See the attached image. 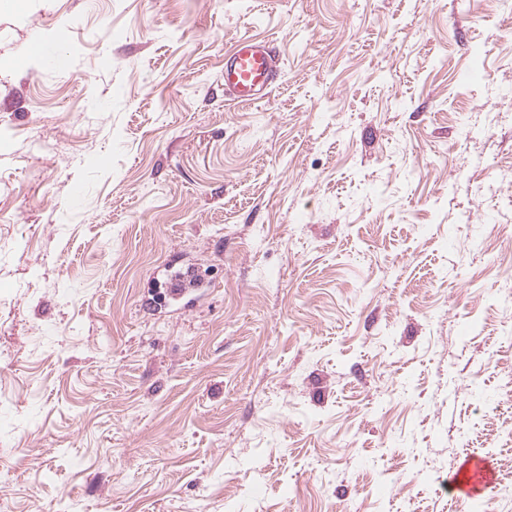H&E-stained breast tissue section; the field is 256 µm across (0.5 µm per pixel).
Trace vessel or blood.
<instances>
[{
    "instance_id": "b4317fda",
    "label": "vessel or blood",
    "mask_w": 512,
    "mask_h": 512,
    "mask_svg": "<svg viewBox=\"0 0 512 512\" xmlns=\"http://www.w3.org/2000/svg\"><path fill=\"white\" fill-rule=\"evenodd\" d=\"M275 55L268 43L253 39L237 40L224 55V91L238 104L256 102L269 93L274 77ZM469 477H449L448 486L458 498L472 499L496 488L495 471L487 461L465 460Z\"/></svg>"
}]
</instances>
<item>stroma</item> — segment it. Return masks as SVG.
<instances>
[{
	"label": "stroma",
	"mask_w": 512,
	"mask_h": 512,
	"mask_svg": "<svg viewBox=\"0 0 512 512\" xmlns=\"http://www.w3.org/2000/svg\"><path fill=\"white\" fill-rule=\"evenodd\" d=\"M242 37L278 58L248 105ZM468 456L512 512V5L0 12L12 512H474ZM275 55L267 42L239 39L224 54V92L237 104H251L269 94ZM468 468L473 472V477L468 480L457 472L454 476L448 477V487L457 493L461 499H472L485 495L489 490L496 488L495 470L490 467L487 461L465 460L460 471Z\"/></svg>",
	"instance_id": "obj_1"
}]
</instances>
